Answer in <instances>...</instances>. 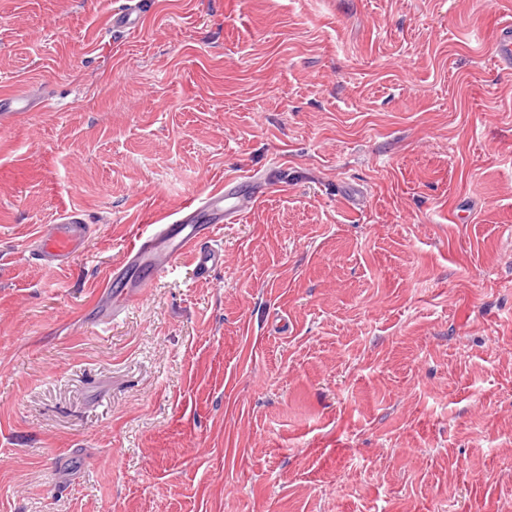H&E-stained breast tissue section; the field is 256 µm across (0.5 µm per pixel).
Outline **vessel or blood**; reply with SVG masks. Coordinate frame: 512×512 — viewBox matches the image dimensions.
Wrapping results in <instances>:
<instances>
[{
  "label": "vessel or blood",
  "mask_w": 512,
  "mask_h": 512,
  "mask_svg": "<svg viewBox=\"0 0 512 512\" xmlns=\"http://www.w3.org/2000/svg\"><path fill=\"white\" fill-rule=\"evenodd\" d=\"M142 0H127L114 11L112 27L133 33L141 26ZM37 104L34 91L0 96V125L15 113L31 111ZM268 181L252 174L225 178L223 185L186 200L178 209L144 225L126 247L119 265L112 267L99 286V309L115 317L134 302L143 301L150 285L173 274L183 257H190L197 278H208L224 263V251L216 244L215 230L253 209L265 195ZM93 227L83 214L69 211L52 224L39 225L29 242L35 260L50 269H64L84 252Z\"/></svg>",
  "instance_id": "b4317fda"
}]
</instances>
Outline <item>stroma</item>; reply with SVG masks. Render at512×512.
Here are the masks:
<instances>
[{
    "mask_svg": "<svg viewBox=\"0 0 512 512\" xmlns=\"http://www.w3.org/2000/svg\"><path fill=\"white\" fill-rule=\"evenodd\" d=\"M0 0V512H512V71L487 0ZM270 192L140 304L141 225ZM97 232L65 271L38 225ZM144 4L141 0L129 1L125 6L114 11L110 24L112 28H120L129 33H136L141 26V16ZM37 104V96L33 90L24 91L10 96H0V125L9 124L15 112H30ZM267 177H228L224 184L186 200L153 224H146L126 247L119 265L100 284L99 311L115 318L134 302L143 301L150 285L173 274L183 257H190L195 275L207 279L224 265V249L215 229L234 224L253 209L267 191ZM137 274V276H135ZM79 211L64 212L55 224H41L29 242L33 258L50 269H65L72 259L84 252L93 234Z\"/></svg>",
    "mask_w": 512,
    "mask_h": 512,
    "instance_id": "35a3bbf8",
    "label": "stroma"
}]
</instances>
